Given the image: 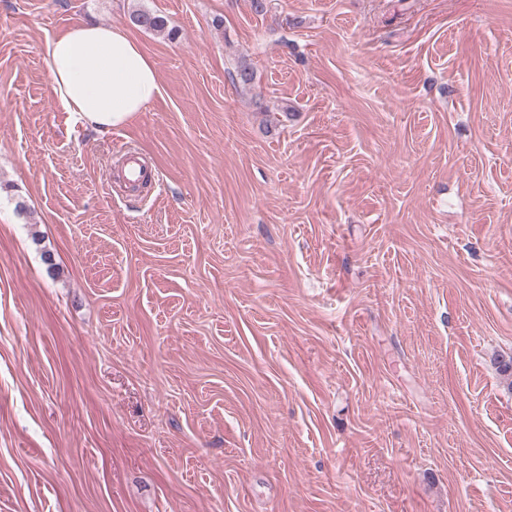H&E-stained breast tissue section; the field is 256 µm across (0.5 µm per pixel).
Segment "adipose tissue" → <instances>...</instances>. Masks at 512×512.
<instances>
[{"label": "adipose tissue", "mask_w": 512, "mask_h": 512, "mask_svg": "<svg viewBox=\"0 0 512 512\" xmlns=\"http://www.w3.org/2000/svg\"><path fill=\"white\" fill-rule=\"evenodd\" d=\"M55 100L76 121L125 126L159 95L153 63L118 25L83 23L45 45Z\"/></svg>", "instance_id": "adipose-tissue-1"}]
</instances>
